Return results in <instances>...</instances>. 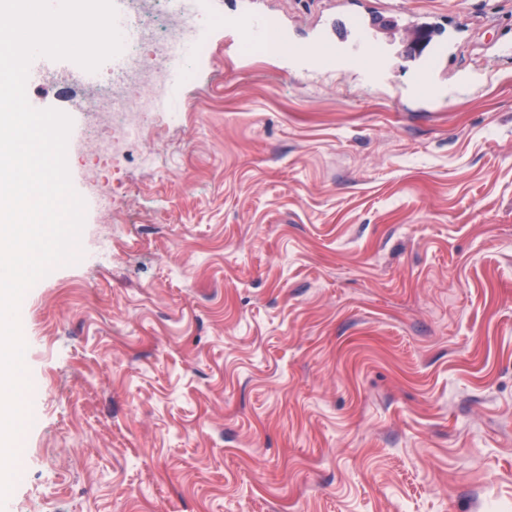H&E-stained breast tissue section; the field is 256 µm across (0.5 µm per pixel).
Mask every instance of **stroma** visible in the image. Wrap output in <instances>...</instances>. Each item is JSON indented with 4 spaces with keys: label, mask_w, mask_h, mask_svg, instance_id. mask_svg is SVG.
<instances>
[{
    "label": "stroma",
    "mask_w": 512,
    "mask_h": 512,
    "mask_svg": "<svg viewBox=\"0 0 512 512\" xmlns=\"http://www.w3.org/2000/svg\"><path fill=\"white\" fill-rule=\"evenodd\" d=\"M187 4L288 50L210 30L111 171L77 64L28 89L101 136L67 148L80 257L19 306L8 512H512V0ZM365 12L379 82L301 60Z\"/></svg>",
    "instance_id": "stroma-1"
}]
</instances>
